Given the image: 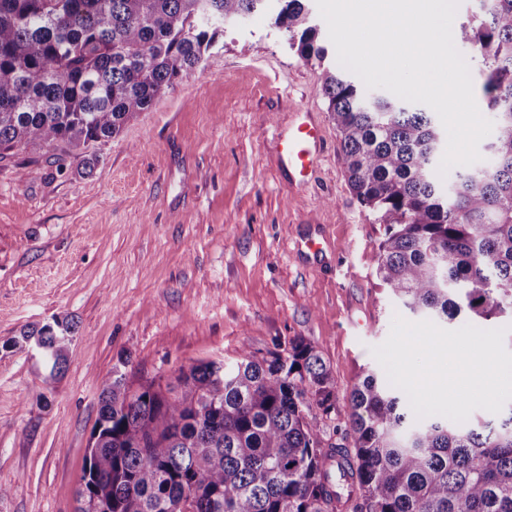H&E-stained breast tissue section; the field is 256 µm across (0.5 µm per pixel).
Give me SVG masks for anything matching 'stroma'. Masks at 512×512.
<instances>
[{
  "instance_id": "obj_1",
  "label": "stroma",
  "mask_w": 512,
  "mask_h": 512,
  "mask_svg": "<svg viewBox=\"0 0 512 512\" xmlns=\"http://www.w3.org/2000/svg\"><path fill=\"white\" fill-rule=\"evenodd\" d=\"M277 0L225 26L205 61L77 173L65 145L0 159V512H76L102 382L175 384L200 360L304 337L336 381L335 443L352 446L348 394L403 308L374 258L385 227L350 190L321 91L337 67L302 59L272 27ZM325 131L305 181L277 142L293 113ZM323 241L312 254L309 237ZM76 325L64 373L2 349L52 317Z\"/></svg>"
}]
</instances>
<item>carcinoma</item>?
Returning <instances> with one entry per match:
<instances>
[{
  "label": "carcinoma",
  "instance_id": "carcinoma-1",
  "mask_svg": "<svg viewBox=\"0 0 512 512\" xmlns=\"http://www.w3.org/2000/svg\"><path fill=\"white\" fill-rule=\"evenodd\" d=\"M267 0H0V159L58 142L82 152L117 136L188 77L224 23ZM272 25L304 59L325 58L307 0H278ZM481 65L494 117L492 165L437 175L444 142L433 113L368 95L325 69L322 92L341 135L348 184L385 225L382 286L412 314L512 321V0H479L454 32ZM75 326L52 318L3 347L34 346L50 376L68 361ZM177 385L100 386L78 512H512V409L481 424L420 421L386 373L349 395L354 449L321 421L336 382L317 347L295 336L235 361H201ZM338 474L333 479L332 473Z\"/></svg>",
  "mask_w": 512,
  "mask_h": 512
}]
</instances>
